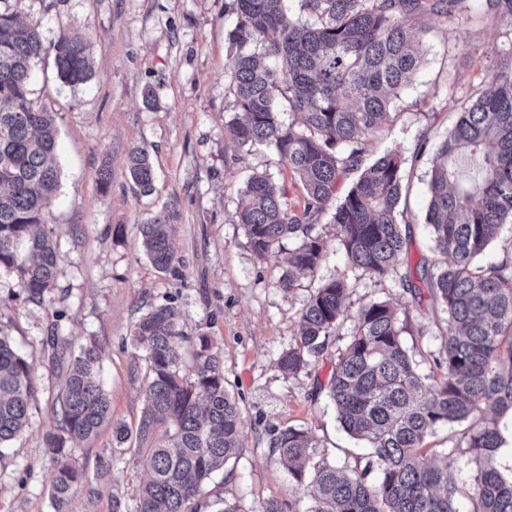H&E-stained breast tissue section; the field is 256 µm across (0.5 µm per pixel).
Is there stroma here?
Listing matches in <instances>:
<instances>
[{"label":"stroma","instance_id":"1","mask_svg":"<svg viewBox=\"0 0 512 512\" xmlns=\"http://www.w3.org/2000/svg\"><path fill=\"white\" fill-rule=\"evenodd\" d=\"M231 8L232 0H26L28 18L40 22L46 39L63 29L88 36L94 75L70 87L58 80L53 55L34 67V95L55 112L59 130L60 186L45 225L56 243L59 275L39 304L27 299L15 273L0 271V334L33 360L39 386L25 431L0 450V512H53L55 463L43 440L57 428L55 400L68 363L53 360L50 334L67 338L75 351L102 347L99 380L113 422L132 426L143 408V369L130 336L150 304L171 301L187 333H206L221 350L225 385L241 407L243 450L208 486L207 499H236L250 510L273 499L282 512H305L308 499L270 446L274 430L307 429L346 473L365 462L326 391L316 388L330 376L337 341L329 340L310 373L287 378L276 366L294 342L310 293L346 276L351 308L387 300L408 310L407 347L435 352L445 341L446 320L425 318L423 306L393 281L350 270L328 218L317 228L325 260L315 273H297L291 290L280 286L281 253L262 258L254 252L237 220L249 176L269 174L291 208L304 189L273 149L242 146L231 137L235 104L225 70ZM424 24L426 62L407 92L404 114L365 154L370 160L396 150L406 160L401 206L414 262L436 257L424 224L436 150L465 95L512 47V33L496 22L445 24L432 17ZM149 87L157 95L152 108L144 103ZM135 146L147 149L155 171V191L146 197L135 196L127 171ZM103 168L111 172L106 185L98 179ZM163 207L173 214L178 280L155 269L142 246L141 225ZM111 441L106 425L78 451L86 479L73 512H112L116 498L132 503L142 478L135 450L112 448ZM107 447L113 462L104 468L98 456Z\"/></svg>","mask_w":512,"mask_h":512}]
</instances>
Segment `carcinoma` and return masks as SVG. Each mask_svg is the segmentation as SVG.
Returning <instances> with one entry per match:
<instances>
[{
	"mask_svg": "<svg viewBox=\"0 0 512 512\" xmlns=\"http://www.w3.org/2000/svg\"><path fill=\"white\" fill-rule=\"evenodd\" d=\"M0 11V270L16 274L28 298L42 302L54 286L52 236L34 228L46 216L60 180L55 113L33 97L32 66L51 51L60 82L93 76L88 40L75 31L44 39L40 23L23 18L25 0ZM225 67L236 115L229 125L242 144L272 147L303 184V200L288 207L265 173L240 194L239 222L254 252H284L281 286L297 272H315L324 258L317 222L331 213L351 270L393 280L427 312L448 321V336L423 374L402 340L408 311L373 300L349 313L345 278L310 294L299 334L277 367L287 377L308 369L345 321L353 331L337 349L327 396L352 438L367 442L365 466L344 475L305 430L289 426L270 445L293 481L307 488L304 512H460L462 493L451 467L461 449L475 464L469 512H512V479L493 465L501 447L500 417L512 414V247L491 263L479 257L512 225V49L493 64L487 81L457 113L431 169L425 217L438 261L409 260V235L398 210L405 159L389 151L363 166L369 137L400 113L397 102L424 63L419 22L480 14L512 29V0H298L302 22L287 0H232ZM288 95L294 119L275 110ZM129 175L148 196L154 170L142 147L127 158ZM356 175L339 204V186ZM172 213L161 209L141 225L151 264L180 277L171 245ZM294 244L285 249L284 243ZM132 346L144 363V407L136 429L112 426V444L135 440L137 464L147 473L134 506L112 500V512H199L201 499L224 464L243 448L238 401L224 385L223 357L209 336H190L170 303L151 307L136 323ZM190 370H184L186 355ZM102 360L94 343L81 348L57 395L58 431L44 447L56 462L54 512H70L84 479L75 444L95 442L112 420L97 381ZM38 391L33 363L0 336V446L29 423ZM468 423L436 464L424 454L439 426Z\"/></svg>",
	"mask_w": 512,
	"mask_h": 512,
	"instance_id": "1",
	"label": "carcinoma"
}]
</instances>
